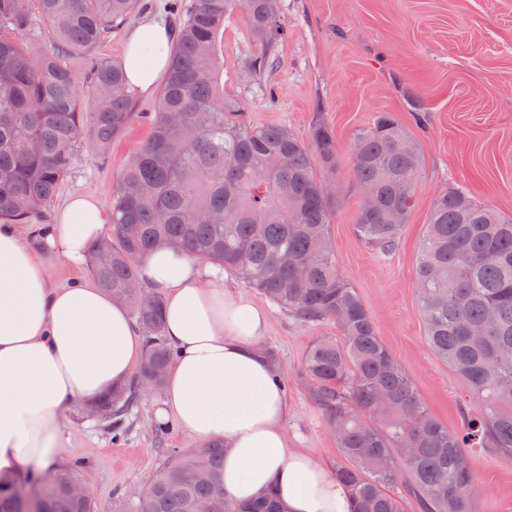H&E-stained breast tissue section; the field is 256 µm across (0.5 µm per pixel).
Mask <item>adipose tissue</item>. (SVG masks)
Segmentation results:
<instances>
[{
  "instance_id": "adipose-tissue-1",
  "label": "adipose tissue",
  "mask_w": 512,
  "mask_h": 512,
  "mask_svg": "<svg viewBox=\"0 0 512 512\" xmlns=\"http://www.w3.org/2000/svg\"><path fill=\"white\" fill-rule=\"evenodd\" d=\"M167 28L146 18L127 37L128 81L152 90L166 71ZM112 215L76 194L52 223L0 227V474L54 462L68 404L95 401L135 372L142 342L126 307L89 281L51 286L37 253L82 263ZM142 279L166 299L175 352L162 416L191 436L223 441L224 493L236 502L275 488L290 512H351L346 489L314 456L290 450L288 401L257 346L268 313L226 292L219 268L162 246L142 257Z\"/></svg>"
}]
</instances>
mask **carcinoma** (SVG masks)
<instances>
[{
    "label": "carcinoma",
    "mask_w": 512,
    "mask_h": 512,
    "mask_svg": "<svg viewBox=\"0 0 512 512\" xmlns=\"http://www.w3.org/2000/svg\"><path fill=\"white\" fill-rule=\"evenodd\" d=\"M139 8V0H0V224L46 221V207L72 170L90 122L101 149L134 117L124 66L99 60L91 72L96 108L80 111L69 58L93 51ZM177 14L168 74L152 131L112 185V230L88 259L96 283L126 304L146 338L134 377L96 400L119 428L141 390L167 370L165 303L139 288V259L160 245L235 272L299 322L332 321L339 335L316 339L303 359L311 400L336 437V478L353 512H404L402 483L420 512H474L478 487L466 449L512 459V216L450 187L436 197L417 263L427 342L465 383L470 405L450 431L426 408L406 368L377 334L359 293L340 274L323 183L309 149L336 167V140L321 120L307 147L283 127H257L224 99V21L245 13L256 55L270 64L284 36L279 0H192ZM55 35L35 49V16ZM422 158L416 139L390 113L354 137L350 168L373 190L360 206L361 241L389 253L413 208ZM148 488L120 512H288L269 491L239 504L224 495V442L186 454L165 448ZM70 467L31 486L0 476V512H94L75 498Z\"/></svg>",
    "instance_id": "cac0c4a2"
}]
</instances>
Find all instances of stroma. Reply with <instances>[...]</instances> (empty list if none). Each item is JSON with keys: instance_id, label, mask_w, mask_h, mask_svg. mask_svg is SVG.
I'll list each match as a JSON object with an SVG mask.
<instances>
[{"instance_id": "obj_1", "label": "stroma", "mask_w": 512, "mask_h": 512, "mask_svg": "<svg viewBox=\"0 0 512 512\" xmlns=\"http://www.w3.org/2000/svg\"><path fill=\"white\" fill-rule=\"evenodd\" d=\"M287 33L271 65L250 67L255 45L243 13L224 26V97L239 102L256 126H284L309 141L315 120L336 140V167L313 157L326 188L330 238L340 273L359 292L377 333L406 367L427 408L449 430L461 424L465 385L429 348L419 309L416 264L438 193L451 186L512 216V0H281ZM136 116L99 152L90 131L58 195H95L110 206L112 184L146 141L156 93L133 91ZM421 108L412 110L408 98ZM383 112L394 114L420 146L422 174L414 207L396 249L381 254L356 235L361 192L349 168L353 137ZM225 288L251 293L269 313L260 346L287 384L284 430L291 448L335 468L340 450L320 409L308 396L302 360L333 323L303 325L268 302L236 274ZM162 393L144 392L124 422L112 426L64 413L56 466L78 465L95 512H119L126 494L147 488L167 448H194L178 424L159 433ZM468 462L480 489L475 512H512V461L473 449Z\"/></svg>"}]
</instances>
